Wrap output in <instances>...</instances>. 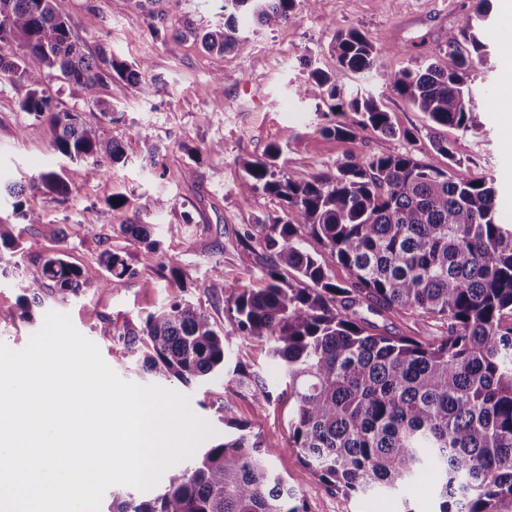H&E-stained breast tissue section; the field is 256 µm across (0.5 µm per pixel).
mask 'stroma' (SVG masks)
<instances>
[{
	"label": "stroma",
	"mask_w": 512,
	"mask_h": 512,
	"mask_svg": "<svg viewBox=\"0 0 512 512\" xmlns=\"http://www.w3.org/2000/svg\"><path fill=\"white\" fill-rule=\"evenodd\" d=\"M136 0H58L68 15L72 32L88 56L114 53L128 62L148 60L156 84L151 89L113 78L100 90L114 114L104 117L88 106L78 87L56 81L53 87L60 108L82 112L119 140L124 162L113 165L111 178L85 162L66 163L57 151L48 123L21 109L28 88L0 80V183L32 174L66 168L68 195L47 190L36 193L43 221L27 224L14 211L13 200L0 195V220L13 224L21 246L18 266L0 275V343L19 351L54 311L67 315L73 326L95 343L105 362L124 380L155 385L140 361L110 337L100 335L104 320L113 327L138 324L147 313L178 297L207 309L223 329L230 359L246 370L261 371L275 392L285 388L283 378L262 345L240 338L228 317L224 286L239 282L253 287L261 275L257 252L247 247L244 231L259 232L280 215L278 198L258 190L244 195L239 184L242 164L262 157L278 145V164L289 179L305 182L319 173L332 174L346 157L395 154L413 149L418 157L437 160L432 135L448 140L456 159L470 178L483 180L497 192V219L512 224V58L496 48L512 33V17L500 0L490 2V21L479 37L494 52L472 60V87L480 127L464 132L452 126L431 129L427 117L406 99L385 91L375 73L345 72L340 81L362 89L390 112L396 128L415 133V143L355 130L335 138L319 133L322 118L314 104L300 101L294 87L307 69L303 57L325 71L336 70L331 46L337 31L359 29L377 48H388L382 69L396 72L425 62L449 66L440 51L448 30L463 27L476 0H296L289 24L278 30L253 26L242 20L251 38L248 52H207L193 37H174L185 22L207 27L223 24L222 0H165L163 20L140 15ZM148 128L159 152L148 160L136 131ZM223 142L224 152L211 154L212 143ZM124 192L129 208L112 210L104 199ZM172 199L173 206L155 215L153 201ZM126 224L154 225L161 256L173 259L179 275L161 272L148 260L145 249L129 234ZM124 255L134 277L117 287L89 286L78 297L60 300L42 291L43 303L34 318L15 317L25 288L40 279L46 258L63 254L77 268L98 266L104 250ZM224 276L212 277L215 264ZM166 389L185 395L191 409L211 427L203 440L211 447L224 439V421L246 426L270 450V461L306 502L310 512H401L394 497L362 498L327 488L302 464L290 440L292 403L282 397L267 407L235 396L232 375L221 374L203 383L166 382Z\"/></svg>",
	"instance_id": "stroma-1"
}]
</instances>
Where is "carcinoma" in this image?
<instances>
[{
    "label": "carcinoma",
    "instance_id": "cac0c4a2",
    "mask_svg": "<svg viewBox=\"0 0 512 512\" xmlns=\"http://www.w3.org/2000/svg\"><path fill=\"white\" fill-rule=\"evenodd\" d=\"M295 0H224V25L187 28L207 51L246 52L239 18L278 28ZM336 73L307 63L295 88L301 100L327 107L326 136L344 138L357 125L374 133L399 130L372 97L340 83L338 74L376 72L391 93L406 98L438 126L464 132L479 128L470 87L472 55H486L472 21L448 30L446 69L434 63L397 72L380 70V51L357 30L336 33ZM0 74L29 87L22 111L49 122L56 147L70 161L90 160L103 176L121 161L120 141L80 113L60 110L51 86H77L104 116L112 105L99 88L112 76L152 84L144 60L131 64L112 53L87 56L72 35L70 17L57 0H0ZM280 148L243 163L240 190L263 188L282 202L281 214L262 235L244 240L260 253L257 288L224 284L229 315L239 336L267 345L293 399L289 427L303 463L329 488L368 497H409L412 485L434 480L437 512H512V225L496 219L495 190L457 170L453 173L413 151L369 158L349 156L333 175L292 182L279 168ZM68 193L63 176L41 172L27 183L5 186L14 210L30 224L42 222L35 191ZM121 229L158 251L153 225ZM319 246L309 250L306 241ZM14 225L0 222V273L5 251L15 256ZM328 253L348 271L336 282L322 261ZM135 275L110 249L100 267L76 268L48 258L42 279L66 299L89 284L107 288ZM367 306L411 319L418 335L377 331L358 313ZM146 371L189 384L221 373L235 375L234 394L259 406L272 403L266 377L230 366L224 333L210 315L173 298L142 324L112 331ZM269 450L242 428L166 471L163 492L151 500L117 489L111 512H308L294 488L271 467Z\"/></svg>",
    "mask_w": 512,
    "mask_h": 512
}]
</instances>
